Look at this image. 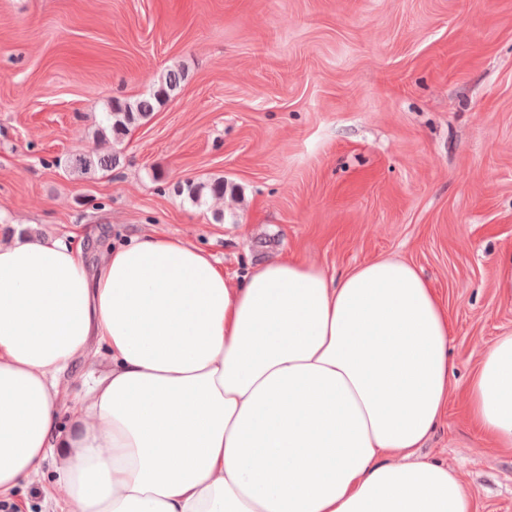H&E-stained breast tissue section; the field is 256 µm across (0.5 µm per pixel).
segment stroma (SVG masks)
<instances>
[{
	"mask_svg": "<svg viewBox=\"0 0 512 512\" xmlns=\"http://www.w3.org/2000/svg\"><path fill=\"white\" fill-rule=\"evenodd\" d=\"M170 67L179 93L119 146L95 144L108 100ZM94 147L120 165L77 179L55 164ZM214 176L236 192L202 208L174 192ZM2 224L65 239L88 265L154 232L232 277L286 255L336 274L414 264L451 320L448 408L421 453L475 512H512V450L472 426L466 398L512 333V0H0ZM108 365L95 343L60 377L61 427ZM13 499L69 512L51 459Z\"/></svg>",
	"mask_w": 512,
	"mask_h": 512,
	"instance_id": "1",
	"label": "stroma"
}]
</instances>
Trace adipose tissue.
Returning <instances> with one entry per match:
<instances>
[{"label": "adipose tissue", "instance_id": "ef3b65f1", "mask_svg": "<svg viewBox=\"0 0 512 512\" xmlns=\"http://www.w3.org/2000/svg\"><path fill=\"white\" fill-rule=\"evenodd\" d=\"M447 305L411 263L340 276L284 257L225 276L163 234L87 268L63 239L0 234V493L54 459L72 512H475L423 459L451 367ZM112 365L69 431L58 374L90 337ZM469 415L512 448V333Z\"/></svg>", "mask_w": 512, "mask_h": 512}]
</instances>
